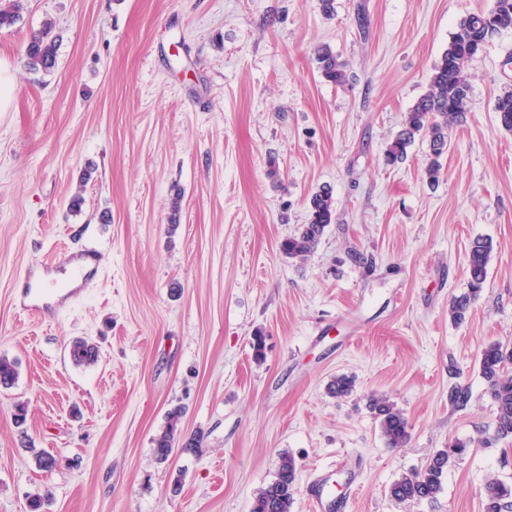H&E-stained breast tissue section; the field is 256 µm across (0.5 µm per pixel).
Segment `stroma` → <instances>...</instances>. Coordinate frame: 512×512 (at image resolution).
I'll return each mask as SVG.
<instances>
[{
  "label": "stroma",
  "instance_id": "obj_1",
  "mask_svg": "<svg viewBox=\"0 0 512 512\" xmlns=\"http://www.w3.org/2000/svg\"><path fill=\"white\" fill-rule=\"evenodd\" d=\"M22 3L0 30V356L18 370L0 387V512H28L37 492L46 512H250L285 453L292 512H309L312 473L342 460L362 468L354 487L336 475L348 512H483L489 477L512 485V441L495 437L479 373L484 344L512 345V132L494 110L512 85V29L468 70L437 183L425 141L384 163L452 33L493 0H335L329 17L320 0ZM47 19L57 66L33 74L24 48ZM325 45L344 83L318 71ZM324 186L335 223L305 259L285 257L280 241ZM477 238L493 244L487 284L457 325L448 305ZM85 241L103 252L97 283L53 321L19 316L25 269ZM78 339L98 345L97 363L73 362ZM341 373L356 389L336 399L325 387ZM456 386L465 408L448 400ZM374 393L406 417L405 446L387 447ZM177 406L202 450L160 464L153 439ZM455 440L470 449L436 498L391 497ZM39 450L55 470L37 467Z\"/></svg>",
  "mask_w": 512,
  "mask_h": 512
}]
</instances>
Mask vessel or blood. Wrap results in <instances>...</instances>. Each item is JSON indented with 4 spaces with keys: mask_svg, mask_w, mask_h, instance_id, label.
<instances>
[{
    "mask_svg": "<svg viewBox=\"0 0 512 512\" xmlns=\"http://www.w3.org/2000/svg\"><path fill=\"white\" fill-rule=\"evenodd\" d=\"M101 260V251L92 244L59 256L58 265L68 267L71 272V285L67 288L56 287L52 281L27 273L21 288L14 291L18 310L37 323L58 317L91 285L98 275ZM334 475V470L323 469L310 480L308 501L313 512H339L341 504L336 499Z\"/></svg>",
    "mask_w": 512,
    "mask_h": 512,
    "instance_id": "1",
    "label": "vessel or blood"
}]
</instances>
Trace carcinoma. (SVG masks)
Listing matches in <instances>:
<instances>
[{"label":"carcinoma","instance_id":"carcinoma-1","mask_svg":"<svg viewBox=\"0 0 512 512\" xmlns=\"http://www.w3.org/2000/svg\"><path fill=\"white\" fill-rule=\"evenodd\" d=\"M21 0H8L0 6V29L12 27L21 20ZM496 32L512 29V0H494L487 11L473 13L464 18L448 42V48L434 66L427 89L406 113L403 128L389 143L384 160L393 165L407 158L408 148L420 137L427 141L431 161L425 169L429 180L440 174L439 158L447 145L448 127L460 124L466 118L470 84L466 72L487 42V28ZM59 35L55 23L44 22L42 29L31 37L24 50L25 67L33 73L52 70L57 61ZM315 60L323 78L340 84L346 78L344 63L328 47L315 50ZM494 112L503 129L512 132V87L497 96ZM336 220L332 191L322 187L312 194L309 219L295 232L280 242V251L290 257L304 259L312 253L325 228ZM493 244L477 238L470 244L467 254L468 292L456 297L448 307L451 321L461 324L466 320L470 305L481 294L487 283ZM71 357L77 364L92 365L98 360L96 346L79 340L73 343ZM479 370L486 383V393L495 408V431L499 440H512V346L500 342L486 344L479 356ZM18 375L15 361L0 357V387L14 384ZM355 391V379L347 374L332 377L326 392L333 398H345ZM367 408L378 422L387 447L400 448L410 439L409 424L404 414L389 398L373 394L368 397ZM181 409L168 412L165 427L153 439L154 457L166 462L175 449L195 452L201 447L202 435L182 433ZM469 444L456 440L437 451L423 468L404 474L390 486V495L401 502L430 500L442 489V479L452 459L465 454ZM297 463L294 457L283 455L279 459L276 478L259 488L254 494L251 512H291L297 490ZM484 512H507L512 509V486L496 478L486 485Z\"/></svg>","mask_w":512,"mask_h":512}]
</instances>
